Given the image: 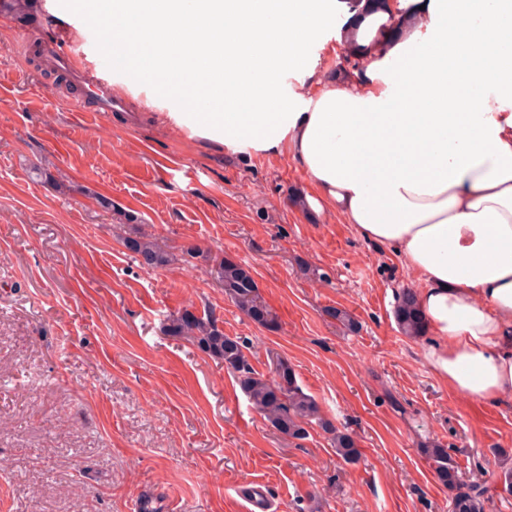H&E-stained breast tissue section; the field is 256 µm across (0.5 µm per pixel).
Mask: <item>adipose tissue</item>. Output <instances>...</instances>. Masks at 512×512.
Instances as JSON below:
<instances>
[{
	"label": "adipose tissue",
	"mask_w": 512,
	"mask_h": 512,
	"mask_svg": "<svg viewBox=\"0 0 512 512\" xmlns=\"http://www.w3.org/2000/svg\"><path fill=\"white\" fill-rule=\"evenodd\" d=\"M339 0H95L103 32L134 14L145 34L211 70L209 102L169 118L238 153L288 152L307 206L338 211L413 272L433 341L425 358L476 402L512 393V0H398L416 14L379 34L345 78L311 69ZM312 90L281 95L285 71Z\"/></svg>",
	"instance_id": "ef3b65f1"
}]
</instances>
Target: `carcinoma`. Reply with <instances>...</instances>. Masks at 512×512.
Returning a JSON list of instances; mask_svg holds the SVG:
<instances>
[{
  "label": "carcinoma",
  "mask_w": 512,
  "mask_h": 512,
  "mask_svg": "<svg viewBox=\"0 0 512 512\" xmlns=\"http://www.w3.org/2000/svg\"><path fill=\"white\" fill-rule=\"evenodd\" d=\"M343 46L342 61L336 69L338 74L351 73L362 63L361 47L348 39L343 41ZM123 244L149 267L164 266L172 260V255L156 240L143 234L125 237ZM216 275L224 281L225 294L247 317L266 326L274 323V316L259 296L249 272L232 263H221ZM396 318L405 335L417 337L424 334V317L412 290L408 289L400 296ZM164 332L195 345L216 360L228 363L237 373L239 385L252 408L283 436L303 439L307 435L305 424L315 420L330 434L331 444L339 456L350 460L357 455L352 436L336 431L323 419L319 404L296 384L295 373L284 358L277 356L272 360L275 376L266 377L249 363L245 354L247 346L241 338L224 335L211 315H199L189 306L168 318ZM422 453L439 480L457 489L451 502V512H479L484 494V485L479 478L474 475L469 483H461L448 463V450L437 444L422 449Z\"/></svg>",
  "instance_id": "carcinoma-1"
}]
</instances>
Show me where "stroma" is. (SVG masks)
<instances>
[{"instance_id": "stroma-1", "label": "stroma", "mask_w": 512, "mask_h": 512, "mask_svg": "<svg viewBox=\"0 0 512 512\" xmlns=\"http://www.w3.org/2000/svg\"><path fill=\"white\" fill-rule=\"evenodd\" d=\"M55 30L129 111L76 110L83 88L61 93L43 61ZM100 35L76 0H20L0 23V512H242L233 488L249 482L269 485L271 512H449L428 441L461 480L482 473L484 512H512V396L452 391L429 336L404 335L394 311L417 276L338 214L304 213L289 155L189 138L173 104L103 64ZM137 229L174 262L143 267L119 239ZM223 261L250 273L276 329L225 295ZM188 304L245 340L258 372L287 359L358 456L315 424L278 434L222 362L166 335Z\"/></svg>"}]
</instances>
